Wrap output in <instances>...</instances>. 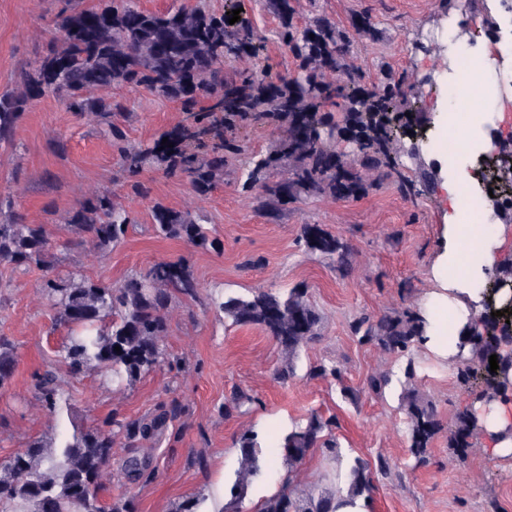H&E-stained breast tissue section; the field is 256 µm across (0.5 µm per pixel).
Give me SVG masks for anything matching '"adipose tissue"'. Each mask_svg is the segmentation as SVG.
Masks as SVG:
<instances>
[{
    "instance_id": "obj_1",
    "label": "adipose tissue",
    "mask_w": 512,
    "mask_h": 512,
    "mask_svg": "<svg viewBox=\"0 0 512 512\" xmlns=\"http://www.w3.org/2000/svg\"><path fill=\"white\" fill-rule=\"evenodd\" d=\"M446 232L448 247L442 260L454 267L456 273L443 283L438 296L441 309L424 345L452 358L461 341L459 332L468 323L472 306L481 300L479 282L500 259L512 253V228L499 226L494 236L484 238L476 226L460 224L452 218Z\"/></svg>"
}]
</instances>
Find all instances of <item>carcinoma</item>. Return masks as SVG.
I'll return each mask as SVG.
<instances>
[{"label": "carcinoma", "mask_w": 512, "mask_h": 512, "mask_svg": "<svg viewBox=\"0 0 512 512\" xmlns=\"http://www.w3.org/2000/svg\"><path fill=\"white\" fill-rule=\"evenodd\" d=\"M293 2L265 0L267 10L280 22L277 38L295 61L294 70L273 76L251 61L262 36L247 17L230 27L224 16L201 3L150 12L140 8L138 0H99L91 7L66 0L54 20L60 49L25 72L21 92L0 96V144L14 141L17 123L31 100L52 94L110 140L120 169L129 176L152 171L179 177L196 196L204 197L236 170L244 189L258 190L260 208L271 221L280 219L285 205L311 198H358L375 183L390 179L404 194L413 195L417 183L404 173L402 157L411 155L414 147L428 150L429 142L413 134L415 117L396 110L404 105L415 81L405 71L366 80L353 58V35L326 17L297 25ZM123 87L143 88L160 100L196 111V122L210 124L219 142L205 153L193 152L187 145L191 134L180 128L164 134L165 145L160 138L150 145L130 144L119 123L127 101L92 96L96 90ZM201 99L209 105L199 109ZM334 108L343 113L342 120H334ZM399 119L411 130L409 148L394 130ZM247 120L273 128L276 138L269 153H250L236 140L234 129ZM490 210L502 223L512 224V199L494 200ZM151 217L154 231L164 238L220 248L188 208L156 201ZM65 226L74 238L61 240L46 225L27 224L14 212L1 218L0 268L42 272L39 299L54 312L56 322L70 330L59 357L72 376L98 367L112 382L131 385L166 362L173 299L178 294L195 296L199 284L185 261L155 263L128 275L117 287L54 266V253L73 244L86 243L92 251L102 252L126 238L133 219L107 191L80 198L65 217ZM301 235L308 250L330 259L341 273H349L352 250L342 239L319 224L302 225ZM490 278L501 284V300L511 302L512 258L499 261ZM210 300L224 320L258 326L277 343L287 356L277 371L283 381L294 374L295 356L321 336L322 318L305 284L248 296L226 295L221 289ZM481 305L469 330L472 357L461 360L457 377L468 382L473 365L487 370L483 391L475 399L484 411L480 415L470 405L455 416L448 428V447L460 452L471 445L476 433L485 431L491 404L512 402V332L504 327L500 335H488L498 319L491 316L493 307L486 301ZM428 326L425 315L407 310L364 316L354 331L360 341L402 355L425 338ZM116 346L121 351H115ZM13 351L12 342L1 336V390L13 375ZM493 354L499 366L494 373L489 364ZM415 375L410 359L400 410L407 424L409 452L421 465L443 422L434 401L413 386ZM35 390L51 414L61 415L65 398L53 366L36 375ZM253 402L239 392L224 405V416ZM180 414V406L173 404L138 419L114 416L100 427L74 424L49 444L30 441L24 451L0 459V512H134L129 500L105 506L99 498V491L112 480L132 473L126 461L113 465L112 448L122 441L156 440ZM334 424L333 418L313 413L284 432L278 448L288 468L301 464L315 448L339 456ZM262 443L254 430L236 441L238 468L229 486L227 512H239L253 485L265 477ZM373 489L369 464L356 458L343 484L299 492L288 479L263 502L261 512H335L337 498L344 494L369 498Z\"/></svg>", "instance_id": "cac0c4a2"}]
</instances>
